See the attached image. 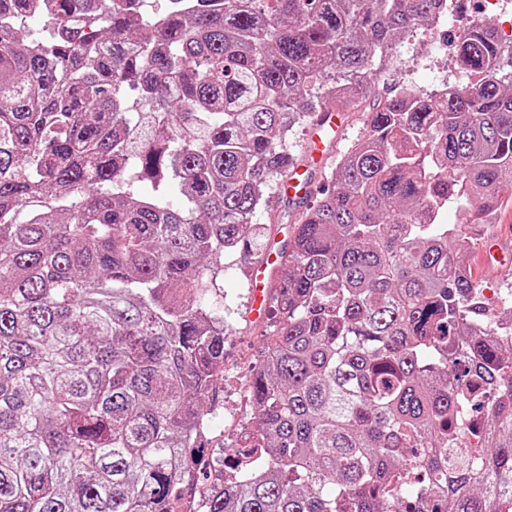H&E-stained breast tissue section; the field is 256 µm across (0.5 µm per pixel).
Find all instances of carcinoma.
Returning a JSON list of instances; mask_svg holds the SVG:
<instances>
[{
  "mask_svg": "<svg viewBox=\"0 0 512 512\" xmlns=\"http://www.w3.org/2000/svg\"><path fill=\"white\" fill-rule=\"evenodd\" d=\"M146 3L0 0V512H169L208 475L207 297L268 236L287 115L352 99L363 135L299 213L246 382L264 468L218 471L198 512H512V346L462 263L512 197L496 26L455 44L481 81L383 95L448 0Z\"/></svg>",
  "mask_w": 512,
  "mask_h": 512,
  "instance_id": "carcinoma-1",
  "label": "carcinoma"
}]
</instances>
